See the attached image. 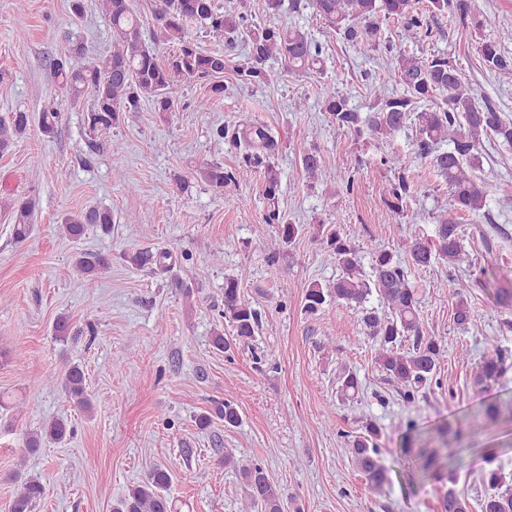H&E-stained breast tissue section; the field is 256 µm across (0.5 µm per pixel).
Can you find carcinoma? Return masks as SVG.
<instances>
[{
	"mask_svg": "<svg viewBox=\"0 0 512 512\" xmlns=\"http://www.w3.org/2000/svg\"><path fill=\"white\" fill-rule=\"evenodd\" d=\"M154 3V43L176 44V50L163 60L156 48L143 39L133 0H101L103 14L112 27V51L108 55L90 61L82 47L68 36L58 45L53 59L54 78L74 107L84 95H90L92 103L86 111V122L93 132L112 129L119 124L123 113L137 111L145 100L151 102L156 112L176 111L173 89L184 80L208 84L210 97L198 102L199 109H206L210 99L223 95L224 84L218 78L224 75L236 41L243 35L249 40L250 53L246 62L234 67L243 83L276 84L285 70L307 72L321 64L322 45L298 28L261 27L245 12L220 11L216 0H154ZM309 6L346 43L353 47L366 44L393 57L392 78L402 88L398 94H388L374 84L369 85L368 93L376 107L364 114L350 106L348 98L336 92V87L327 84L323 87V108L331 123L337 130L358 139L387 141L407 121H413L416 129L413 158L428 163L445 180L453 211L480 214L486 207L487 190L475 173V161L485 139L512 147V119L479 93L448 54L418 57L402 49L406 43L414 44L430 36L429 18L433 14L447 13L463 27L482 31L484 21L474 11L472 0H427L422 9L418 0H309ZM390 19L401 23L396 43L382 34L380 21ZM202 32L223 38L224 49L201 52L198 38ZM478 53L482 66L494 77L512 81V55L497 42L482 39ZM278 59L284 62L282 71L271 65ZM59 121L56 103H45L39 113L42 134L54 137ZM30 122V113L20 109L0 119V154L8 152L16 140L26 135ZM214 140L227 144L240 158L235 168H226L216 161L200 171L203 180L219 194L224 193V186L257 172L275 149L274 139L263 125L232 134L220 127L214 132ZM299 157L309 179L322 175V158L317 151L301 146ZM380 165L394 171L383 204L391 217L403 218L414 194L409 161L403 154L392 153L382 156ZM279 185L274 167L267 166L264 196L268 207L264 220L277 226V235L269 246L271 267L277 263L280 249L293 243L299 235V226L276 208ZM5 206L15 217L14 239L25 242L32 231L36 201L3 197L0 207ZM94 225L109 232L112 211L88 207L73 212L62 218L60 229L67 237L77 240ZM318 232L334 256L340 274L331 283L314 282L306 289L304 312L314 315L331 303L355 309L362 333L375 347V367L384 380L396 384L404 402L413 403L431 389L441 387L439 370L445 346L440 339L423 334L419 298L410 274L413 269L427 268L439 261L454 269L465 262L466 250L459 225L446 217L435 225L432 241L414 235L403 241L400 251L377 247L370 253L367 270L361 264L359 249L348 236L337 229L326 231L322 224ZM170 258L167 251L146 250L128 256L127 262L139 267L164 266ZM73 266L83 275L96 278L110 268V258L102 253L79 252ZM373 296L377 297L379 306L365 307ZM454 297V321L458 327L466 332L479 329L467 298L460 292L454 293ZM221 317L232 326V336L226 337L223 331L216 330L212 345L224 353L237 343L253 339L263 327L262 312L245 298L237 277L224 278ZM505 360L503 350H494L484 360L479 379L488 380L497 375ZM61 385L75 407L84 412L92 410L82 368L70 367ZM338 392L343 401L355 399L359 392L357 373L343 363L339 366ZM215 419L226 427H236L241 415L236 404L226 399L214 402L212 409L197 415L195 422L200 430L206 431ZM69 435L68 422L55 418L28 435L25 450L34 454L44 442L60 443ZM345 438L356 471L369 488H381L386 475L380 463L381 431L377 424L367 420L361 432L347 434ZM408 452L424 473L439 465V451L435 448H410ZM219 465L238 472L246 494L243 512H287L286 495L270 479L265 467L247 463L230 453L224 454ZM481 481L485 493L478 499L479 512H512V473L491 465L483 469ZM170 484L169 470L155 467L127 486L112 504V512H178L176 501L168 493ZM45 495V486L30 478L9 505V512H33Z\"/></svg>",
	"mask_w": 512,
	"mask_h": 512,
	"instance_id": "1",
	"label": "carcinoma"
}]
</instances>
